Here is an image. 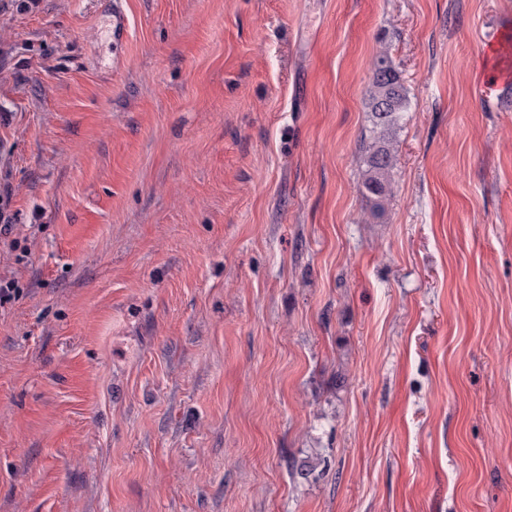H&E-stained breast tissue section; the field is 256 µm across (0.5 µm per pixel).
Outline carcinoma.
I'll use <instances>...</instances> for the list:
<instances>
[{
  "label": "carcinoma",
  "mask_w": 512,
  "mask_h": 512,
  "mask_svg": "<svg viewBox=\"0 0 512 512\" xmlns=\"http://www.w3.org/2000/svg\"><path fill=\"white\" fill-rule=\"evenodd\" d=\"M407 108V93L401 74L388 51L381 48L371 61L367 109L373 142L364 159L362 181V194L369 199L377 213L384 210L390 191L396 162L395 134Z\"/></svg>",
  "instance_id": "1"
}]
</instances>
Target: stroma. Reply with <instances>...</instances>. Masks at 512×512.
Wrapping results in <instances>:
<instances>
[{"label": "stroma", "mask_w": 512, "mask_h": 512, "mask_svg": "<svg viewBox=\"0 0 512 512\" xmlns=\"http://www.w3.org/2000/svg\"><path fill=\"white\" fill-rule=\"evenodd\" d=\"M510 69L512 0H0V512H512ZM407 108V93L401 74L388 51L381 48L371 61L367 112L373 142L364 159L366 169L362 181V194L369 199L377 213L384 210L390 191L396 162L395 134Z\"/></svg>", "instance_id": "obj_1"}]
</instances>
